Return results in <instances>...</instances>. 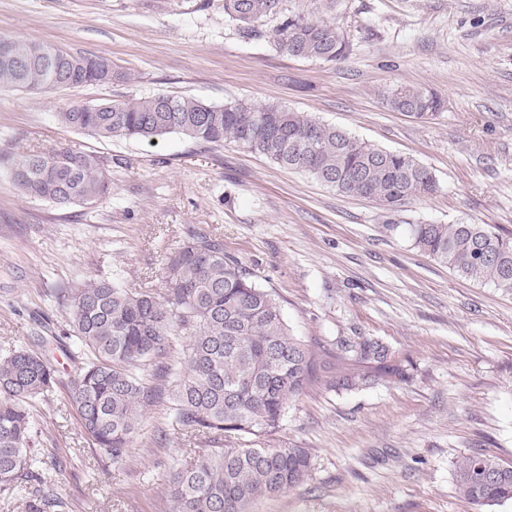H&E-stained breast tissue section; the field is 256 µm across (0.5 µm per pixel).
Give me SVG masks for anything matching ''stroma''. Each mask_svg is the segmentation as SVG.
<instances>
[{
  "label": "stroma",
  "instance_id": "1",
  "mask_svg": "<svg viewBox=\"0 0 512 512\" xmlns=\"http://www.w3.org/2000/svg\"><path fill=\"white\" fill-rule=\"evenodd\" d=\"M224 0H0V36L111 59L125 79L29 95L0 90V158L69 148L108 161L112 192L89 207L23 196L0 165V351L48 337L58 383L37 402L33 454L57 512H168L167 478L188 438L169 433L171 385L154 381L126 459L81 434L68 398L83 350L68 336L63 291L90 279L162 288L165 257L204 230L278 298L294 336L388 344L409 378L355 391L309 387L279 441L309 449L298 487L254 512H512L458 492L453 462L484 450L512 462V292L467 280L385 232L376 203L336 193L233 142L104 141L57 115L102 99L153 94L224 105L275 102L392 152L438 181L412 199L414 224H489L512 233V0H340L350 45L325 63L280 53L279 17L244 34ZM426 87L428 120L383 94ZM59 458L64 468L48 466Z\"/></svg>",
  "mask_w": 512,
  "mask_h": 512
}]
</instances>
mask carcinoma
<instances>
[{"mask_svg":"<svg viewBox=\"0 0 512 512\" xmlns=\"http://www.w3.org/2000/svg\"><path fill=\"white\" fill-rule=\"evenodd\" d=\"M282 0H224V15L244 32L280 13ZM307 11L283 16L277 49L291 57L336 62L349 43L336 23L338 0H310ZM124 78L93 54L18 37L0 38V88L38 95L58 88L106 86ZM389 108L429 119L442 108L426 88L398 90ZM64 125L97 139L152 142L179 134L194 142L230 141L271 163L307 173L337 192L360 196L387 214L384 228L475 282L512 290V236L489 224H401L403 207L438 189L435 174L414 156L385 150L348 131L279 104L237 101L214 105L156 94L137 100L104 99L58 113ZM20 192L55 204L91 206L112 191L105 161L68 148L29 151L7 162ZM166 287L133 292L108 280H90L71 293V335L86 360L71 380L69 400L81 432L112 461L126 458L153 393L146 368L166 378L178 370L171 397L173 426L198 440L191 460L168 480L171 512H251L261 500L303 483L312 466L307 448L274 436L288 402L311 385L356 390L379 381H404L406 372L387 345L373 338L338 336L334 360L294 336L281 306L252 281L224 243L199 232L166 256ZM184 344L176 348L174 338ZM57 383L45 354L12 348L0 354V497L26 490L31 512L59 501L43 486L31 443L38 429L31 407ZM459 493L478 506L512 500V462L480 452L453 461Z\"/></svg>","mask_w":512,"mask_h":512,"instance_id":"obj_1","label":"carcinoma"}]
</instances>
